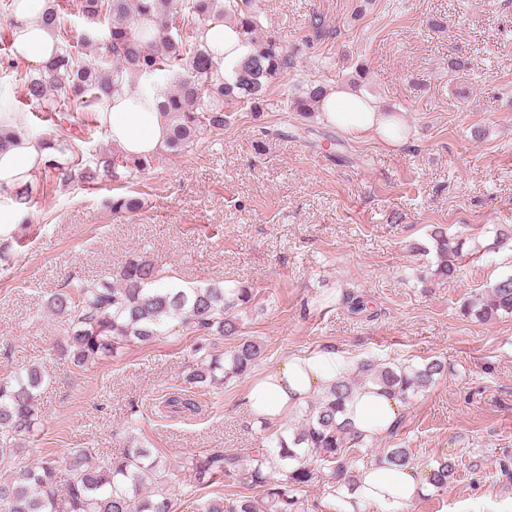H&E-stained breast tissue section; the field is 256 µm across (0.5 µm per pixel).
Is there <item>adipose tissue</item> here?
I'll return each mask as SVG.
<instances>
[{
  "mask_svg": "<svg viewBox=\"0 0 512 512\" xmlns=\"http://www.w3.org/2000/svg\"><path fill=\"white\" fill-rule=\"evenodd\" d=\"M45 0H17L12 28V44L18 60L40 66L56 49L51 36L33 20ZM202 39L222 60L225 74H232L250 52V45L236 28L221 20L210 21L202 29ZM324 120L356 136L379 135L386 143L400 144L401 122L398 114L366 91L342 83L329 86L320 102ZM113 147L128 156L153 154L163 148L167 123L154 104L152 92L112 96L101 110ZM50 148L36 138L18 137L0 152V239L15 232V213L19 208L12 191L32 183ZM354 367L349 355L321 348L313 352L291 354L256 379L248 389L246 405L258 420L278 424L288 419L306 400L329 388ZM403 406L373 382H365L354 392L347 405L346 417L354 430L374 440L395 424ZM427 473L415 467L396 468L385 463H371L361 468L358 483L349 494L344 512H364L366 505H376L379 512H404L410 501L427 488Z\"/></svg>",
  "mask_w": 512,
  "mask_h": 512,
  "instance_id": "ef3b65f1",
  "label": "adipose tissue"
}]
</instances>
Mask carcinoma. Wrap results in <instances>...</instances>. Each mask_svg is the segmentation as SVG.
Returning a JSON list of instances; mask_svg holds the SVG:
<instances>
[{"label": "carcinoma", "mask_w": 512, "mask_h": 512, "mask_svg": "<svg viewBox=\"0 0 512 512\" xmlns=\"http://www.w3.org/2000/svg\"><path fill=\"white\" fill-rule=\"evenodd\" d=\"M48 5L36 24L59 46L37 69L17 70L12 42H7L0 65L14 70L27 101L37 108L59 112L55 132L47 140L58 153L44 164L59 182L91 183L102 176L122 180L132 173L148 171L159 154L130 158L118 151L112 155L90 154L74 142L63 122L77 119L92 104H103L120 91L139 86L153 92L158 109L167 118L169 131L161 152L179 156L197 147L205 134L224 129L241 111L263 112L272 87L288 75L292 63L283 41L262 34L258 0H80L78 15L82 28L73 34L68 13L59 0ZM198 20L194 36L181 35L185 19ZM222 19L239 29L252 47L250 53L226 76L221 61L200 39L201 27ZM312 36L301 46L324 39L329 31L322 17H311ZM163 75V84L153 77ZM327 85L310 81L291 97L293 109L301 113L319 111ZM92 155L87 159L86 155ZM112 211L132 213L141 207L135 195L112 198ZM438 257L434 275L454 279L461 270L465 242L448 235L437 225L428 233ZM512 242V225L494 229L493 243L473 244L479 253ZM162 269L142 253L128 256L110 277L79 280L50 294L46 308L64 327L53 346L55 355L77 368L104 358L133 344H148L160 335L178 336L186 328L198 336H224L238 340L220 357L209 353L202 342L193 348L196 362L185 375L188 387L172 393L165 405L171 413L199 411L198 389L228 384L248 371L261 358L260 342L243 336L244 314L255 300L253 288L217 281L203 287L174 284L155 288ZM462 316L479 322L512 316V274L474 290L460 306ZM445 365L431 359L421 364L376 363L364 360L357 375H347L329 390L308 401L300 410L299 426L293 431L278 429L269 435L270 448L257 449L249 466L242 455L230 449L215 450L191 461L199 484L223 478L237 480L259 496L237 493L226 498H209L197 512H305L304 487L329 475L323 512H343L336 494L340 484L348 490L356 485L365 464L357 455L368 447L363 435L343 419L345 406L358 379L379 382L385 392L406 404L432 388L443 376ZM46 371L30 364L0 378V471L15 475L0 477V512H173L169 479L151 452L134 441L120 452L97 461L74 448L69 465L73 474L61 483L59 461L45 456L21 464L20 453L35 435L41 421L40 391ZM404 418L387 433L388 447L376 461L397 467L415 465L410 449L397 442ZM276 455L281 479L271 475L270 455ZM454 473L448 459L431 469L428 481L433 490L447 489Z\"/></svg>", "instance_id": "1"}]
</instances>
